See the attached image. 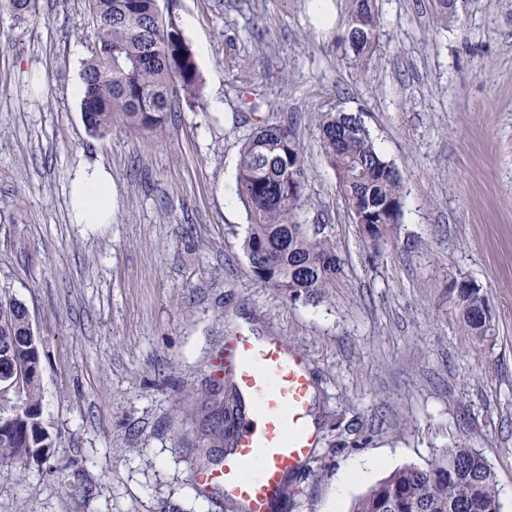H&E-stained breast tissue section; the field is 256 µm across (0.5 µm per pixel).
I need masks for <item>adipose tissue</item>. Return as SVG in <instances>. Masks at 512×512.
Here are the masks:
<instances>
[{
  "label": "adipose tissue",
  "mask_w": 512,
  "mask_h": 512,
  "mask_svg": "<svg viewBox=\"0 0 512 512\" xmlns=\"http://www.w3.org/2000/svg\"><path fill=\"white\" fill-rule=\"evenodd\" d=\"M112 206L111 173L99 164L79 166L71 181V208L75 223H111Z\"/></svg>",
  "instance_id": "1"
}]
</instances>
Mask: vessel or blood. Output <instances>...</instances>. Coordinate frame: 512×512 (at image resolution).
Segmentation results:
<instances>
[{
  "instance_id": "vessel-or-blood-1",
  "label": "vessel or blood",
  "mask_w": 512,
  "mask_h": 512,
  "mask_svg": "<svg viewBox=\"0 0 512 512\" xmlns=\"http://www.w3.org/2000/svg\"><path fill=\"white\" fill-rule=\"evenodd\" d=\"M221 369L244 405L222 463L196 473V486L223 488L245 512H272L289 473L313 454V378L307 358L276 336L235 333L224 342Z\"/></svg>"
}]
</instances>
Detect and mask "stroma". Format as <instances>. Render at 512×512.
I'll return each instance as SVG.
<instances>
[{
	"mask_svg": "<svg viewBox=\"0 0 512 512\" xmlns=\"http://www.w3.org/2000/svg\"><path fill=\"white\" fill-rule=\"evenodd\" d=\"M157 0L196 50L199 98L153 131L103 137L73 94L96 45L86 0L0 2V286L42 339L37 461L0 454V512H222L193 483L206 388L224 339L280 336L308 359L320 440L279 512H349L394 470L477 449L512 512V0H376L372 56L346 45L355 0ZM360 115L399 170L397 237L359 234L321 148L325 113ZM289 123L308 180L299 219L325 225L343 272L316 305L253 277L236 194L245 139ZM112 173L108 224H76L69 182ZM482 286L493 329L477 339L449 288ZM356 441L336 443V424ZM378 460L338 496L343 470Z\"/></svg>",
	"mask_w": 512,
	"mask_h": 512,
	"instance_id": "obj_1",
	"label": "stroma"
}]
</instances>
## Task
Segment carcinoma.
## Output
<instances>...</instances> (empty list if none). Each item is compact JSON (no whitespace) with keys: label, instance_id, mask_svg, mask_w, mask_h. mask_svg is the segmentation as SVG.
Here are the masks:
<instances>
[{"label":"carcinoma","instance_id":"obj_1","mask_svg":"<svg viewBox=\"0 0 512 512\" xmlns=\"http://www.w3.org/2000/svg\"><path fill=\"white\" fill-rule=\"evenodd\" d=\"M97 51L85 64L82 116L90 134L103 136L121 123L153 130L171 111L170 97L200 94L193 52L180 29L159 21L156 0H89ZM376 0H356L347 34L356 57L366 56L376 39ZM321 143L347 204H357L358 228L373 249L394 239L403 214L401 176L377 149L367 127L353 113L324 116ZM307 169L299 143L286 124L261 128L239 153L236 193L249 224L242 250L256 281L294 301L319 303L342 274L343 262L329 236L311 232L297 220ZM451 289L459 314L476 338L485 337L493 315L483 288L473 282ZM41 344L25 305L0 291V387L10 374L30 371L21 388L0 393V450L18 461L49 464L53 439L42 423ZM240 399L207 394L204 419L210 439L233 441V418ZM351 512H500L496 477L474 448L458 445L426 468L401 467L370 488Z\"/></svg>","mask_w":512,"mask_h":512}]
</instances>
